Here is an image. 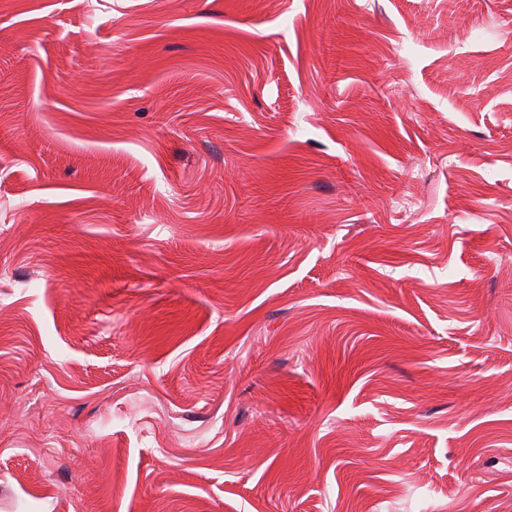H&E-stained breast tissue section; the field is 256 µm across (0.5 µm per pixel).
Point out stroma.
<instances>
[{"label":"stroma","mask_w":512,"mask_h":512,"mask_svg":"<svg viewBox=\"0 0 512 512\" xmlns=\"http://www.w3.org/2000/svg\"><path fill=\"white\" fill-rule=\"evenodd\" d=\"M0 512H512V0H0Z\"/></svg>","instance_id":"stroma-1"}]
</instances>
